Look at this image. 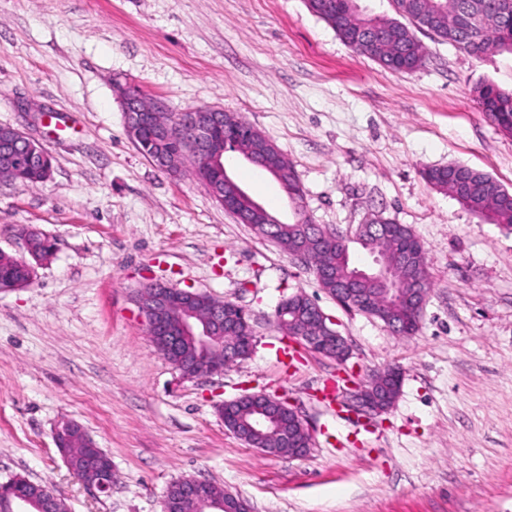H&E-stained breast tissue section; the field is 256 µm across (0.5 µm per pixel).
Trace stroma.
<instances>
[{
    "mask_svg": "<svg viewBox=\"0 0 512 512\" xmlns=\"http://www.w3.org/2000/svg\"><path fill=\"white\" fill-rule=\"evenodd\" d=\"M418 38L423 65L398 73L355 53L305 0H0V126L53 157L44 185L0 180V252L25 255L24 225L56 243L27 287L0 291V483L46 485L68 512H161L185 476L252 512H512V229L421 176L456 163L512 190V135L473 98L484 82L512 88V55L482 61ZM129 83L169 111L221 108L264 132L313 223L350 236L374 215L410 227L431 280L419 333L344 308L191 173L154 167L125 131ZM232 170L287 218L266 171ZM147 278L245 308L249 358L184 378L139 316ZM298 291L335 321L346 362L299 345L277 354L275 308ZM393 366L403 379L386 413L340 422L320 401L325 380ZM245 393L293 405L307 454L267 456L230 432L218 406ZM64 420L111 457L109 494L90 495L67 467L54 441ZM340 429L359 435L339 448Z\"/></svg>",
    "mask_w": 512,
    "mask_h": 512,
    "instance_id": "1",
    "label": "stroma"
}]
</instances>
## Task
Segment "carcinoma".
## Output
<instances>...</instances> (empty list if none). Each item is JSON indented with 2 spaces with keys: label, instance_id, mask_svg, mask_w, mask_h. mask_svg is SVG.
Segmentation results:
<instances>
[{
  "label": "carcinoma",
  "instance_id": "carcinoma-1",
  "mask_svg": "<svg viewBox=\"0 0 512 512\" xmlns=\"http://www.w3.org/2000/svg\"><path fill=\"white\" fill-rule=\"evenodd\" d=\"M314 15L332 27L336 34L356 53L365 55L381 66L394 72H413L424 62L425 49L416 36L418 19L428 15L433 21L431 33L441 40L467 52L476 58L503 53L512 54V9L504 7L505 0H393L395 18L364 15L359 12L357 0H306ZM373 28H381L385 37L377 43L371 54L362 48L361 39ZM475 99L483 112L503 131L512 130V89H504L493 83H484L474 89ZM224 135L230 141L233 153H250L269 167V174L282 178L288 185V201L292 207L293 220L280 224H255L253 228L263 238L270 239L287 250L295 246L304 247L307 261L315 268H326L333 280L319 282L327 293L335 294V288L349 283L352 273L350 260L346 258L349 247L342 246L344 234L318 228L306 239L300 237L298 221L305 219L304 190L290 162L278 147H269L272 140L260 130L243 120L224 127ZM425 180L433 187L446 190L453 196L477 201V215L494 224L512 227V203L503 199L504 187L487 173L457 165L450 173L427 171ZM363 248L376 255L384 253L399 262L394 278V291H385L367 280L357 289L368 300L372 311L369 315L380 318L389 310L398 319L410 323L409 328L397 329V333L412 336L419 330L415 321L411 293L414 284L423 282L431 286L424 251L412 230L404 224H392L383 236L358 239ZM37 256L47 259L55 250V241L47 236L37 237L32 242ZM32 274L28 264L19 258L0 254V282L5 285L31 283ZM214 298L202 295L188 305L175 303L171 307L168 330H175L177 319L188 311L206 315ZM312 299L303 294L285 298L284 312H275V326L293 325L311 335H318V325L310 311ZM252 344L249 333L236 319H227L224 324V346L237 349L240 357L228 360L237 363L250 356ZM263 414L274 423L266 429L254 431L250 422L253 416ZM234 424L242 434L241 440L249 445L260 444L270 448L277 456H292L296 449L288 447L284 435L294 430L287 414L264 400L233 410ZM62 447L68 451V465L73 473L84 477L91 475L86 433L83 428L69 427L60 437ZM3 488L21 489L33 498L45 495L46 487L30 482L24 477H14L0 485ZM166 496L171 512H208L203 504L186 496L180 482L171 484Z\"/></svg>",
  "mask_w": 512,
  "mask_h": 512
}]
</instances>
